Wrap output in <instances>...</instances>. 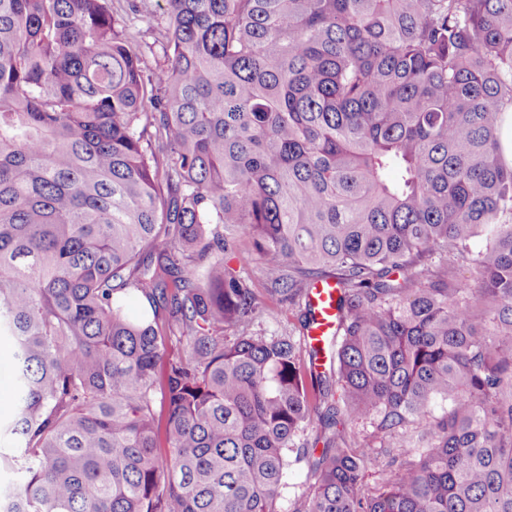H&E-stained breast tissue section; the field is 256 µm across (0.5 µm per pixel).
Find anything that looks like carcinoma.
<instances>
[{
  "label": "carcinoma",
  "mask_w": 512,
  "mask_h": 512,
  "mask_svg": "<svg viewBox=\"0 0 512 512\" xmlns=\"http://www.w3.org/2000/svg\"><path fill=\"white\" fill-rule=\"evenodd\" d=\"M110 2L0 0V512H512V0ZM127 0H112V9L118 15L126 19H133L129 11ZM138 5L142 6L144 18L137 17L129 23V32L133 35L135 44L142 52L143 70L145 75L164 64V38L162 36L163 5L161 0H136ZM248 248V244L243 242L239 249L225 252L224 265L248 278L258 296L257 317L250 331L262 333L265 336H288V333H291L298 337L301 329L298 307L291 308L288 307V303H280L278 296L268 291L271 286L261 273L262 261L258 255L252 254L248 263L243 262V252ZM313 293L316 295L312 296L313 303L315 304V307H319V312L321 314L319 319L322 320V318L325 317L322 321L323 325L312 332V336L319 338V336H322L327 330V318L336 313V288H334V283L332 281L327 280L318 283L315 288H313ZM313 482L309 476L306 462L293 463L287 469L284 483L280 489V511L293 512L297 498L301 494H307Z\"/></svg>",
  "instance_id": "1"
}]
</instances>
